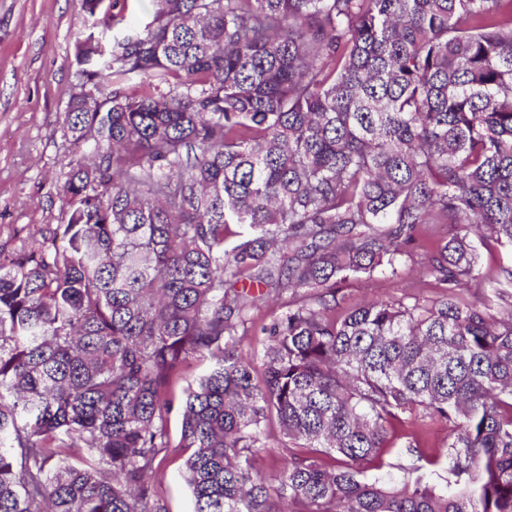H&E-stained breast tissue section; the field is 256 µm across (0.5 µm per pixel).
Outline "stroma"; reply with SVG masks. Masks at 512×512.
I'll list each match as a JSON object with an SVG mask.
<instances>
[{
  "instance_id": "stroma-1",
  "label": "stroma",
  "mask_w": 512,
  "mask_h": 512,
  "mask_svg": "<svg viewBox=\"0 0 512 512\" xmlns=\"http://www.w3.org/2000/svg\"><path fill=\"white\" fill-rule=\"evenodd\" d=\"M81 0H0V254L19 251L30 233L52 236L66 223L67 207L58 193L70 161L83 151L65 136L68 102L82 77L76 61L84 35ZM512 259L506 250L481 249L479 274L465 298L488 301V276ZM427 260L418 252L403 255L396 272L378 271L336 287L337 314L361 303L427 293L437 296ZM169 512H192L183 479V459L162 458L154 475Z\"/></svg>"
}]
</instances>
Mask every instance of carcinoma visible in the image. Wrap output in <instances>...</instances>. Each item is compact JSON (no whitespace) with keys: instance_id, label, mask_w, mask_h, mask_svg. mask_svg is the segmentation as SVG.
<instances>
[{"instance_id":"cac0c4a2","label":"carcinoma","mask_w":512,"mask_h":512,"mask_svg":"<svg viewBox=\"0 0 512 512\" xmlns=\"http://www.w3.org/2000/svg\"><path fill=\"white\" fill-rule=\"evenodd\" d=\"M91 20L64 127L90 159L63 237L0 259V512H512V263L499 317L460 292L512 249V13L502 0H153ZM437 298L336 317V285L396 273L421 228ZM262 372L239 351L251 312ZM192 356L212 367L181 401ZM421 415L402 478L389 435ZM288 458L255 467L266 422ZM154 8L150 0H128L126 15L131 26L144 27L153 19ZM210 366L209 360L200 359L195 360L191 359L189 361L188 367L183 375V378L180 379L175 387L174 398L176 400L175 408L171 413L168 421V433L170 440L173 444L177 443L180 437V428H181V415L177 409L178 401L184 397V392L188 388V385L194 383L199 377L204 375ZM397 431L401 435L395 440L397 446L404 445L411 440V436H416L423 446L438 448L443 445L448 435V428L444 423L420 417L406 420L397 427ZM154 481L162 488L169 512H192L191 494L183 479V457L162 458Z\"/></svg>"}]
</instances>
